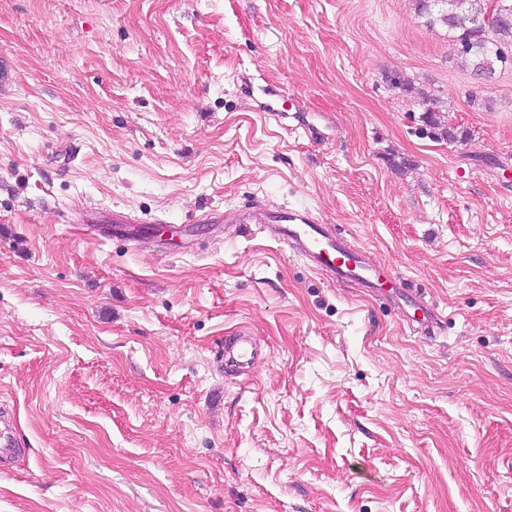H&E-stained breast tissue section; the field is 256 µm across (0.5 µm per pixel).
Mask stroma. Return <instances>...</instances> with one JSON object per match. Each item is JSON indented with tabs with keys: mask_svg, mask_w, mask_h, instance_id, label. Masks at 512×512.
<instances>
[{
	"mask_svg": "<svg viewBox=\"0 0 512 512\" xmlns=\"http://www.w3.org/2000/svg\"><path fill=\"white\" fill-rule=\"evenodd\" d=\"M0 67V512H512L511 67L478 83L415 0H0ZM252 202L334 225L441 333L244 234ZM258 358L249 336H235L232 343L226 347L224 360L226 365L240 370L250 369ZM5 409L0 404V458L9 459L16 457L22 453L24 448L17 432L5 420Z\"/></svg>",
	"mask_w": 512,
	"mask_h": 512,
	"instance_id": "1",
	"label": "stroma"
}]
</instances>
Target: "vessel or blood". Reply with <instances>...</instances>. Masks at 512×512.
<instances>
[{"instance_id": "b4317fda", "label": "vessel or blood", "mask_w": 512, "mask_h": 512, "mask_svg": "<svg viewBox=\"0 0 512 512\" xmlns=\"http://www.w3.org/2000/svg\"><path fill=\"white\" fill-rule=\"evenodd\" d=\"M245 221L276 225L282 243L301 256L310 268L330 275L337 283L358 284L399 305H418L420 316L407 319L415 331L431 333L440 328L442 318L434 305L419 300L388 268L373 262L363 249L348 245L332 225L320 223L309 210L284 207L254 212L247 214ZM257 358L247 336L234 337L224 352L226 364L240 370L253 367ZM4 413V408L0 407V458L9 459L21 454L22 443Z\"/></svg>"}]
</instances>
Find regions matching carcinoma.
<instances>
[{
	"label": "carcinoma",
	"mask_w": 512,
	"mask_h": 512,
	"mask_svg": "<svg viewBox=\"0 0 512 512\" xmlns=\"http://www.w3.org/2000/svg\"><path fill=\"white\" fill-rule=\"evenodd\" d=\"M418 15L431 29L438 26L448 32L457 57L479 79L494 76L497 69L512 64V0H497L500 21L489 37L481 36L487 13V0H416ZM425 120L450 142L457 131L449 126L443 113L429 108Z\"/></svg>",
	"instance_id": "cac0c4a2"
}]
</instances>
